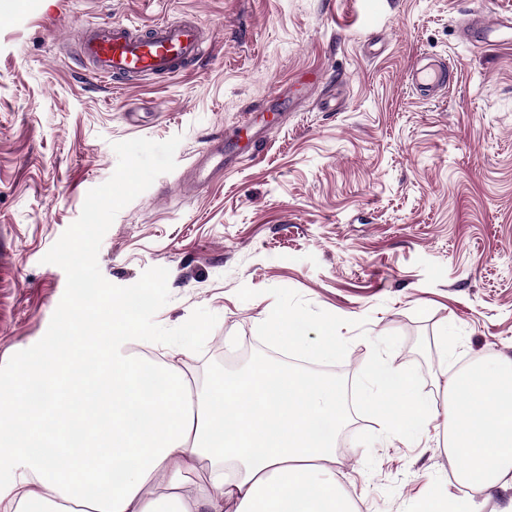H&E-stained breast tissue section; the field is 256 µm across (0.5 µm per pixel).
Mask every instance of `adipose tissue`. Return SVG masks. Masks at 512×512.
I'll return each mask as SVG.
<instances>
[{
  "mask_svg": "<svg viewBox=\"0 0 512 512\" xmlns=\"http://www.w3.org/2000/svg\"><path fill=\"white\" fill-rule=\"evenodd\" d=\"M0 390V512H357L336 481L341 392L319 374L257 356L207 392L171 364L141 387V339L119 303ZM458 475L512 488V359L445 380Z\"/></svg>",
  "mask_w": 512,
  "mask_h": 512,
  "instance_id": "obj_1",
  "label": "adipose tissue"
}]
</instances>
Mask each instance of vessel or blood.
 <instances>
[{"mask_svg": "<svg viewBox=\"0 0 512 512\" xmlns=\"http://www.w3.org/2000/svg\"><path fill=\"white\" fill-rule=\"evenodd\" d=\"M461 37L488 47L512 43V16L470 13ZM207 40L206 28L192 16L178 23L162 16L145 27L120 20L97 21L81 30L79 65L104 84L120 78H171L203 60ZM453 73L446 64L436 68L420 65L410 80L428 96L437 97L445 93Z\"/></svg>", "mask_w": 512, "mask_h": 512, "instance_id": "vessel-or-blood-1", "label": "vessel or blood"}]
</instances>
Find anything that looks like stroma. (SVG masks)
I'll return each mask as SVG.
<instances>
[{
  "label": "stroma",
  "instance_id": "1",
  "mask_svg": "<svg viewBox=\"0 0 512 512\" xmlns=\"http://www.w3.org/2000/svg\"><path fill=\"white\" fill-rule=\"evenodd\" d=\"M169 2L213 31L206 59L114 88L78 74L80 27L150 23L153 0H0V365L47 331L66 275L42 258L114 173V143L176 135L175 169L117 214L98 264L118 286L168 269L160 326L202 307L218 317L214 337H253L247 352L165 347L198 384L264 352L255 335L273 287L365 320L364 332L342 328L350 346L332 373L362 370L370 339L396 333L390 365L417 367L440 407L442 344L457 367L512 358V45L480 52L460 38L466 14L512 13V0ZM425 56L457 72L433 100L408 81ZM315 73L312 97L287 111L289 88ZM249 122L265 133L255 159L240 135ZM217 136L238 163L192 185ZM244 285L258 297L240 300ZM378 429L368 417L340 431L336 477L359 512H413L443 477L465 493L435 425L413 442H356Z\"/></svg>",
  "mask_w": 512,
  "mask_h": 512
}]
</instances>
